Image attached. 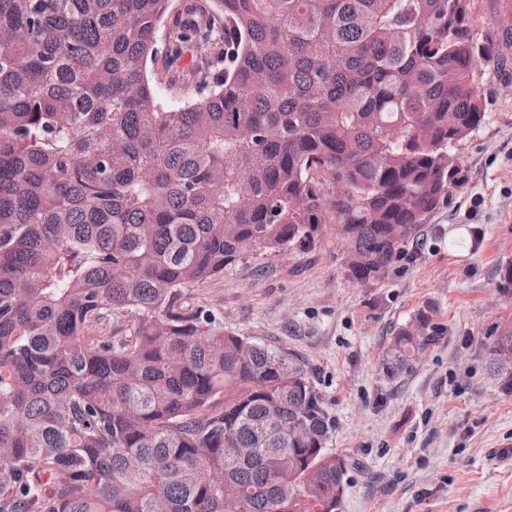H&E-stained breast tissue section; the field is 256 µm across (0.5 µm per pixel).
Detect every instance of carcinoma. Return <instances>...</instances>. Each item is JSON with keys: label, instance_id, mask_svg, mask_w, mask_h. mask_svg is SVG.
<instances>
[{"label": "carcinoma", "instance_id": "obj_1", "mask_svg": "<svg viewBox=\"0 0 512 512\" xmlns=\"http://www.w3.org/2000/svg\"><path fill=\"white\" fill-rule=\"evenodd\" d=\"M169 2L0 0V512H338L305 363L186 291L328 224L353 283L386 279L485 121L472 0H214L224 72L165 108ZM446 332L421 310L394 365ZM505 348L511 318V383Z\"/></svg>", "mask_w": 512, "mask_h": 512}]
</instances>
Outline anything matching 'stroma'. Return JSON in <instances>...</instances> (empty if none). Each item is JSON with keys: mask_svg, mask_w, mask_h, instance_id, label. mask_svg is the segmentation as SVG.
Instances as JSON below:
<instances>
[{"mask_svg": "<svg viewBox=\"0 0 512 512\" xmlns=\"http://www.w3.org/2000/svg\"><path fill=\"white\" fill-rule=\"evenodd\" d=\"M477 38L500 44L483 64L485 123L458 149L466 170L389 276L358 286L333 227L305 253L249 252L192 288L225 329L295 353L336 426L328 448L352 458L340 512H512V387L486 346L512 298V0H473ZM152 72L163 104L224 59L223 44L173 48L157 37ZM429 310L448 332L411 368L389 372L394 328Z\"/></svg>", "mask_w": 512, "mask_h": 512, "instance_id": "35a3bbf8", "label": "stroma"}]
</instances>
